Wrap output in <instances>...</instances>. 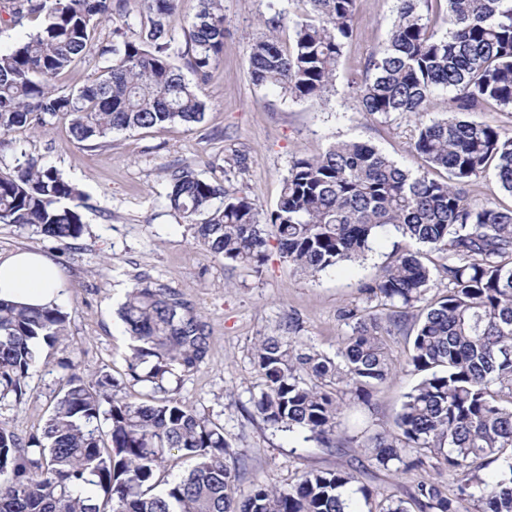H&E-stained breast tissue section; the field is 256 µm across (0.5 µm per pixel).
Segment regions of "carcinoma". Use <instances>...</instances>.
Instances as JSON below:
<instances>
[{"label":"carcinoma","mask_w":512,"mask_h":512,"mask_svg":"<svg viewBox=\"0 0 512 512\" xmlns=\"http://www.w3.org/2000/svg\"><path fill=\"white\" fill-rule=\"evenodd\" d=\"M139 30L112 29L100 47L111 64L91 83L64 92L59 78L86 52L113 0H18L9 19H41L27 41L0 50V133L69 121L75 145L116 131L203 120L197 85L172 60L170 18L183 0H142ZM293 18L269 0L266 29L250 44L255 85L292 99L324 100L335 86L357 22V0H300ZM445 3L435 15L430 3ZM291 26L288 46L279 32ZM190 68L208 79L224 53L222 0H196L190 22ZM359 110L386 118L419 115L439 92L448 114L416 124L411 171L365 142L338 141L314 157L296 158L280 197L258 219L254 199L181 168L170 174V209L195 229L214 257L255 269L273 240L281 257L315 277L366 259L390 232L444 254L431 267L421 251L396 249L360 291L378 304L355 314L334 356L295 336H261L252 362L264 380L253 400L263 421L339 447L352 408L396 372L387 337L410 328L405 366L420 375L390 429L351 437L366 462L352 469L310 470L286 490L253 482L240 498L228 493L241 463L223 426L169 395L166 384L197 370L210 350L208 323L175 288L136 279L118 316L133 341L129 381L149 385L147 400L114 397L112 375L88 380L60 360L62 384L37 433L20 437L0 422V512H409L401 497L371 506L361 478L369 468L409 470L432 455L455 476L453 489L417 482L410 498L420 512H512V207L478 202L467 186L493 175L512 196V135L466 118L469 112H512V0H396L385 45L348 83ZM221 200V205L214 204ZM83 192L52 166L27 158L0 175V224L30 226L65 242L83 233ZM447 293L428 298L435 277ZM69 314L59 304L34 308L0 298V404L30 396L28 379L49 364L44 351L65 336ZM195 459L184 475L161 476L167 463ZM496 464L489 484L481 470Z\"/></svg>","instance_id":"cac0c4a2"}]
</instances>
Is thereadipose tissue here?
Masks as SVG:
<instances>
[{
  "instance_id": "1",
  "label": "adipose tissue",
  "mask_w": 512,
  "mask_h": 512,
  "mask_svg": "<svg viewBox=\"0 0 512 512\" xmlns=\"http://www.w3.org/2000/svg\"><path fill=\"white\" fill-rule=\"evenodd\" d=\"M62 289L60 272L47 256L30 251L0 255V297L45 306L59 302Z\"/></svg>"
}]
</instances>
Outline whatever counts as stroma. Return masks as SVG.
<instances>
[{
	"label": "stroma",
	"mask_w": 512,
	"mask_h": 512,
	"mask_svg": "<svg viewBox=\"0 0 512 512\" xmlns=\"http://www.w3.org/2000/svg\"><path fill=\"white\" fill-rule=\"evenodd\" d=\"M223 5L224 54L199 85L207 105L202 122L116 132L101 146L72 144L63 120L38 132L23 127L0 134V172H12L22 156L38 158L85 195L81 237L57 242L28 227L0 224V255L32 250L54 261L65 284L61 303L69 323L51 357L70 360L88 379L111 373L118 399L137 401L144 392L125 377L130 338L117 313L135 278L176 288L204 315L211 329L209 356L197 371L172 383L170 391L223 425L225 439L246 465L234 487L239 496L256 477L285 487L302 472L347 469L362 458L363 449L350 442L330 450L263 422L253 407L263 381L253 366L252 349L258 337L295 321L303 342L335 355L350 332L341 311L366 307L359 287L389 262L394 241L379 240L368 260L313 278L297 272L273 246L260 270L234 266L203 252L190 226L170 210L171 171L190 166L206 181L255 198L264 214L275 206L292 161L320 154L335 141L372 144L412 169L420 160L411 150L414 119L365 115L347 92L367 55L384 44L395 19L394 0H358L357 24L339 66L336 92L324 103L297 101L254 85L247 49L260 35L257 19L267 0H224ZM60 375L55 368L34 373L30 397L0 408V421L24 437L39 431ZM417 380L410 369L398 370L375 393L373 408L364 416L367 425L391 427ZM427 474L453 480L443 469ZM427 474L380 470L363 481L377 498H404Z\"/></svg>",
	"instance_id": "1"
}]
</instances>
